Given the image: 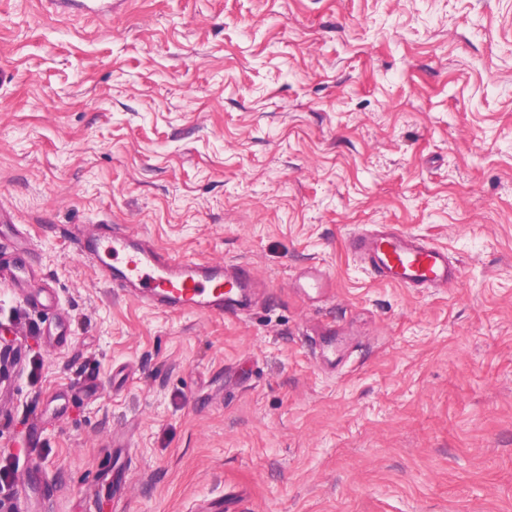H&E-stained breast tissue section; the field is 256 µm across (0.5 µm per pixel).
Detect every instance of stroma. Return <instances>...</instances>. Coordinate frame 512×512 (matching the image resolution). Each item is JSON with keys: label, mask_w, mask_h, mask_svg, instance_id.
I'll use <instances>...</instances> for the list:
<instances>
[{"label": "stroma", "mask_w": 512, "mask_h": 512, "mask_svg": "<svg viewBox=\"0 0 512 512\" xmlns=\"http://www.w3.org/2000/svg\"><path fill=\"white\" fill-rule=\"evenodd\" d=\"M1 68L0 498L512 512V0H0ZM81 224L241 264L254 304L150 308ZM378 224L460 280H374L347 239Z\"/></svg>", "instance_id": "obj_1"}]
</instances>
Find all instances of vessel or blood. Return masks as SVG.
<instances>
[{"label":"vessel or blood","mask_w":512,"mask_h":512,"mask_svg":"<svg viewBox=\"0 0 512 512\" xmlns=\"http://www.w3.org/2000/svg\"><path fill=\"white\" fill-rule=\"evenodd\" d=\"M77 245L81 251L105 261L104 271L115 287L157 308L234 314L240 310L251 283L244 266L175 259L162 248L99 224L81 230ZM350 248L377 279L404 288H446L460 275L447 249L393 226L354 235Z\"/></svg>","instance_id":"vessel-or-blood-1"}]
</instances>
